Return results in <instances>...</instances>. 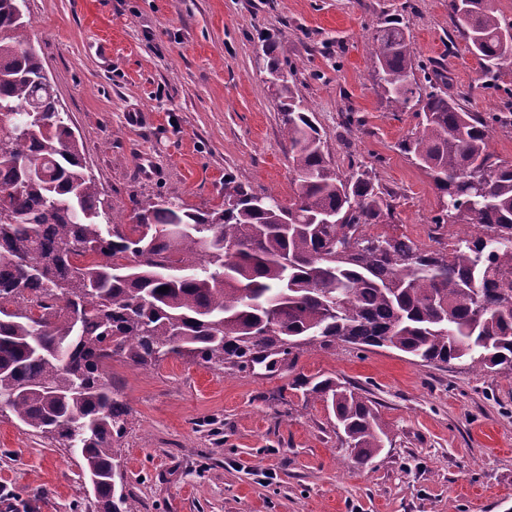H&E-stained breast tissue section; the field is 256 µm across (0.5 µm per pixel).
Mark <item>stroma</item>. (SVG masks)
Segmentation results:
<instances>
[{
	"instance_id": "35a3bbf8",
	"label": "stroma",
	"mask_w": 512,
	"mask_h": 512,
	"mask_svg": "<svg viewBox=\"0 0 512 512\" xmlns=\"http://www.w3.org/2000/svg\"><path fill=\"white\" fill-rule=\"evenodd\" d=\"M25 11L118 214L160 196L206 210L223 203L228 178L288 202L298 174L268 82L276 58L296 66L293 90L332 165L365 166L390 194V232L447 246V227L432 222L440 193L399 148L419 118L386 108L366 56L390 18L450 97L512 112V70L488 87L448 0H26ZM111 376L130 410L114 448L141 512H512V373L339 341L272 367L116 358ZM319 376L375 401L391 441L369 470L347 464L331 408L297 385ZM80 465L0 412V488L15 504L0 512H89Z\"/></svg>"
}]
</instances>
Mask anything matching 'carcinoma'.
Here are the masks:
<instances>
[{
    "instance_id": "1",
    "label": "carcinoma",
    "mask_w": 512,
    "mask_h": 512,
    "mask_svg": "<svg viewBox=\"0 0 512 512\" xmlns=\"http://www.w3.org/2000/svg\"><path fill=\"white\" fill-rule=\"evenodd\" d=\"M14 4L0 0V109L12 114L0 127V188L12 189L0 206V411L79 455L94 512H137L112 449L129 416L107 372L116 356L242 367L340 340L512 372V164L487 150L512 113L449 98L400 22L377 27L367 55L387 105L419 108L401 147L441 194L433 223L455 216L479 228L446 253L366 231L392 205L369 171H336L287 79L279 112L299 184L283 209L254 208L226 179L221 206L137 202L131 223L115 219ZM448 7L484 75L501 81L512 22L495 0ZM226 244L239 247L232 259ZM301 385L331 406L353 464L385 448L386 424L355 387Z\"/></svg>"
}]
</instances>
